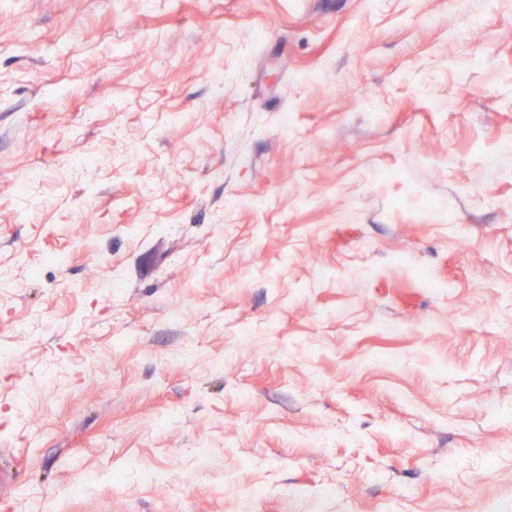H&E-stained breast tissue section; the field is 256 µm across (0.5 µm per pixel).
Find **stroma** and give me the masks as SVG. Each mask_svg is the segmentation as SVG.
Here are the masks:
<instances>
[{"label":"stroma","instance_id":"1","mask_svg":"<svg viewBox=\"0 0 512 512\" xmlns=\"http://www.w3.org/2000/svg\"><path fill=\"white\" fill-rule=\"evenodd\" d=\"M508 137L512 0H0L17 488L57 512H512V159L477 178Z\"/></svg>","mask_w":512,"mask_h":512}]
</instances>
